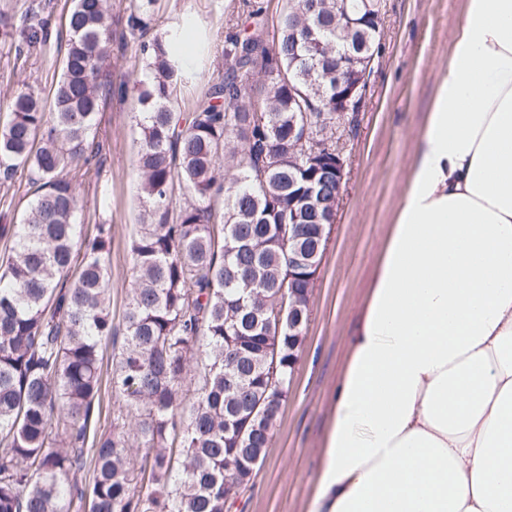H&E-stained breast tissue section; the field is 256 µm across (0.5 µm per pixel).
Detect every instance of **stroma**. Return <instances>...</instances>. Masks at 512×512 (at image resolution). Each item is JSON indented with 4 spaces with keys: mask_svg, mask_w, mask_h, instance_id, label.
Segmentation results:
<instances>
[{
    "mask_svg": "<svg viewBox=\"0 0 512 512\" xmlns=\"http://www.w3.org/2000/svg\"><path fill=\"white\" fill-rule=\"evenodd\" d=\"M39 14L51 15L52 39L26 64L14 65L0 49V103L21 84L49 90L58 78L66 0H33ZM241 0H158V30L192 16L203 50L190 68L196 81L182 87L174 107L189 112L210 84L223 76L225 37L244 23ZM462 0H386L383 51L358 114L357 133L346 143V178L341 206L311 296L313 314L303 331L295 377L272 431L267 458L242 500L243 512H306L321 464L330 424L333 390L355 335L368 278L398 208L400 193L436 91L439 68L448 59L451 32ZM136 99L107 98L99 114L101 172L79 177L85 225L107 202L112 224L111 307L121 319L132 285L130 244L140 222L136 150ZM30 173L18 170L11 186L0 185V225L18 223L30 200Z\"/></svg>",
    "mask_w": 512,
    "mask_h": 512,
    "instance_id": "1",
    "label": "stroma"
}]
</instances>
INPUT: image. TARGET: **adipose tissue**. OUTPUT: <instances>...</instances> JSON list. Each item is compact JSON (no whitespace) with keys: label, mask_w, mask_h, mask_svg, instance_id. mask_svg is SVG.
<instances>
[{"label":"adipose tissue","mask_w":512,"mask_h":512,"mask_svg":"<svg viewBox=\"0 0 512 512\" xmlns=\"http://www.w3.org/2000/svg\"><path fill=\"white\" fill-rule=\"evenodd\" d=\"M308 512H512V0H463Z\"/></svg>","instance_id":"ef3b65f1"}]
</instances>
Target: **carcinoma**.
<instances>
[{"instance_id": "obj_1", "label": "carcinoma", "mask_w": 512, "mask_h": 512, "mask_svg": "<svg viewBox=\"0 0 512 512\" xmlns=\"http://www.w3.org/2000/svg\"><path fill=\"white\" fill-rule=\"evenodd\" d=\"M155 4L132 0L127 17L142 63L144 223L122 330L110 313L112 225L100 214L83 232L76 181L97 164L105 99L127 90L108 75L112 0H71L50 104L24 85L0 108V179L29 169L33 196L19 223L0 227V512H232L292 383L312 315L309 265L336 200L326 161L355 132L356 113L342 120L327 105L336 69L359 75L379 55L386 0H288L273 22L242 0L248 27L225 40L224 77L183 113L172 103L196 21L158 35ZM33 14L25 0L0 10L16 65L48 43ZM304 113L318 167L288 153ZM306 176L320 182L310 200L299 195ZM108 390L112 420L99 431Z\"/></svg>"}]
</instances>
